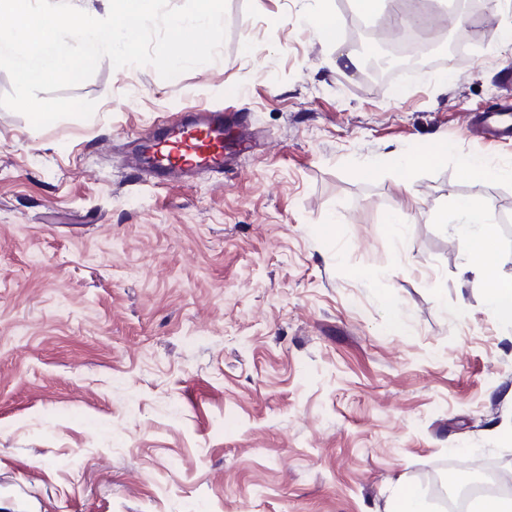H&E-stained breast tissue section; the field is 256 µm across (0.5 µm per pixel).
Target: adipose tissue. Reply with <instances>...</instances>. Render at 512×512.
Segmentation results:
<instances>
[{
    "label": "adipose tissue",
    "instance_id": "ef3b65f1",
    "mask_svg": "<svg viewBox=\"0 0 512 512\" xmlns=\"http://www.w3.org/2000/svg\"><path fill=\"white\" fill-rule=\"evenodd\" d=\"M468 243V268H481L484 277V299L487 306L506 324L512 325V280L500 279L489 264L487 255L492 244L491 229L482 204L460 199L454 204Z\"/></svg>",
    "mask_w": 512,
    "mask_h": 512
}]
</instances>
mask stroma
Segmentation results:
<instances>
[{"label":"stroma","instance_id":"obj_1","mask_svg":"<svg viewBox=\"0 0 512 512\" xmlns=\"http://www.w3.org/2000/svg\"><path fill=\"white\" fill-rule=\"evenodd\" d=\"M460 2L413 35L397 0H227L211 63L102 59L64 91L93 115L40 130L0 107V512H390L402 491L440 512L454 463L512 472V327L439 221L482 202L512 280V145L468 126L512 110V0H481L469 50L409 84L336 61L447 43ZM193 105L247 112L255 152L134 172L135 136ZM463 155L502 177L463 179Z\"/></svg>","mask_w":512,"mask_h":512}]
</instances>
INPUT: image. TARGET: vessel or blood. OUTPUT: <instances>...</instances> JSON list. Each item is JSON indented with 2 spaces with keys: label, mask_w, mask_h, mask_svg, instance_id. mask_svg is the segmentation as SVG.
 <instances>
[{
  "label": "vessel or blood",
  "mask_w": 512,
  "mask_h": 512,
  "mask_svg": "<svg viewBox=\"0 0 512 512\" xmlns=\"http://www.w3.org/2000/svg\"><path fill=\"white\" fill-rule=\"evenodd\" d=\"M474 127L487 140L512 137V122L497 112L481 114ZM229 133L234 136L235 155L252 152L247 114L229 118L220 109L185 112L180 119L161 122L137 138L132 168L149 170L164 184L191 179L201 171L223 170Z\"/></svg>",
  "instance_id": "1"
}]
</instances>
